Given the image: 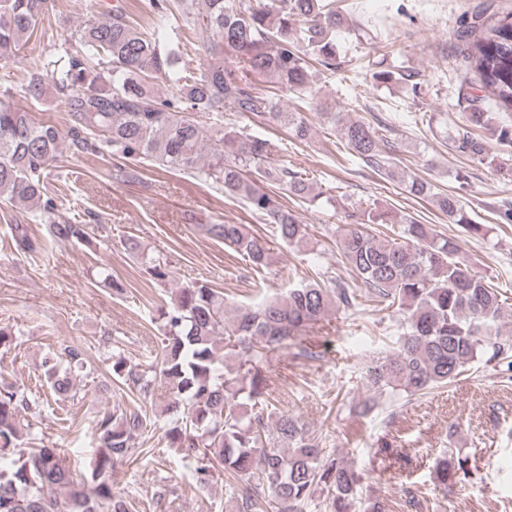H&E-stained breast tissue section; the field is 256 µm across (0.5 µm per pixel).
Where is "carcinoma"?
Returning a JSON list of instances; mask_svg holds the SVG:
<instances>
[{"instance_id": "1", "label": "carcinoma", "mask_w": 512, "mask_h": 512, "mask_svg": "<svg viewBox=\"0 0 512 512\" xmlns=\"http://www.w3.org/2000/svg\"><path fill=\"white\" fill-rule=\"evenodd\" d=\"M49 5L50 0H0V64L17 58L32 37L47 36ZM150 6L189 31L207 57L202 75L178 67L181 41L162 44L119 14L84 21L71 36L63 65L50 61L20 85L0 91V202L27 207L31 221L44 227L38 239L28 225H12L13 251L45 254L58 241L89 246L103 230L58 215L47 196L46 179L66 139L79 151L189 173L226 197L244 200L288 247L306 246L307 226L265 184L276 182L299 200L321 193L298 172L274 164L280 146L255 127L278 125L299 140L309 138L311 128L302 112L286 108L257 82L274 83L284 95L311 104L309 60L336 71V12L326 0H151ZM467 59L481 89L512 111V15L473 41ZM411 78L405 70L381 66L372 73L378 86L409 82L415 92ZM158 79L176 87L175 100L154 94ZM49 86L67 115L63 130L35 121L12 103L16 94L39 103ZM226 111L249 124L224 127ZM203 113L213 119L208 131L199 120ZM324 117L339 128L350 154L374 171L389 172L393 128L387 121L351 120L331 111ZM484 134L512 146V128L477 109L467 113L453 143L482 160ZM405 191L432 197L449 223L469 233L488 232L457 196L433 193L424 179L406 182ZM348 218L336 247L364 288L360 293L330 276L251 305H234L206 280L181 284L161 310L164 339L155 356L144 364L112 361L118 390L137 395L143 406L131 410L117 401L99 416L88 477L75 476L65 449L30 442L31 419L41 415L44 401L1 383L0 460L7 467H0V512H129L126 498L113 489L112 472L141 453L138 440L156 426L159 390L165 394L167 446L195 462L190 470L195 484L232 474L224 512H261L265 505L271 512H307L314 502L326 512H384L382 501L363 494L360 468L334 457L298 416L270 402L271 359L299 345L307 328L330 310H354L365 298L395 309L401 318L395 346L372 363L366 377L368 388L385 401L444 387L483 359L504 367L512 380V345L500 332L512 305L433 225L403 216L398 228L385 233L375 228L386 223L384 214L373 208ZM202 230L255 272L271 265L269 248L247 225L204 224ZM142 261L151 280L173 279L166 258L144 255ZM84 361V350L74 344L44 357L41 366L54 400L79 399L73 373ZM462 474H469L468 458L445 457L434 468L435 484L446 491Z\"/></svg>"}]
</instances>
